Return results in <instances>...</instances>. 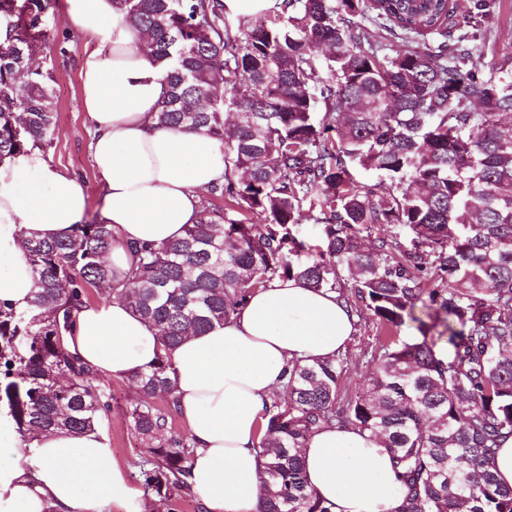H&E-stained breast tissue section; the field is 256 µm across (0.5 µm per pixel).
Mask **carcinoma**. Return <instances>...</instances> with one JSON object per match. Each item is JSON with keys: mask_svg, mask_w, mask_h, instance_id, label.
<instances>
[{"mask_svg": "<svg viewBox=\"0 0 512 512\" xmlns=\"http://www.w3.org/2000/svg\"><path fill=\"white\" fill-rule=\"evenodd\" d=\"M164 65L158 125L224 145V183L197 223L134 246L120 281L112 226L30 238L27 310L0 305V402L28 440L98 426L112 394L65 336L90 290L161 328L165 350L224 324L259 287L297 279L337 294L386 333L369 389L339 396L343 359L294 363L265 409L261 512H332L309 489L298 449L338 424L385 437L403 483L388 512H512L489 469L512 436V55L484 69L480 37L497 0H278L273 20L234 22L222 0H113ZM53 0H0V156L47 142L50 76L31 59L54 45ZM389 184L385 195L356 169ZM313 221L318 252L303 239ZM389 234L363 246L361 230ZM356 270L348 287L342 272ZM421 307L423 316L415 314ZM419 336L400 335L406 321ZM448 359L437 358V343ZM172 364L131 377L146 496L167 512L189 497L193 448L172 430ZM162 399L166 406L156 405Z\"/></svg>", "mask_w": 512, "mask_h": 512, "instance_id": "obj_1", "label": "carcinoma"}]
</instances>
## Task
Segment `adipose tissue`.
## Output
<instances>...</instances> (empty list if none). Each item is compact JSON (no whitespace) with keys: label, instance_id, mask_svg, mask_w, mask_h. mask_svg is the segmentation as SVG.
Masks as SVG:
<instances>
[{"label":"adipose tissue","instance_id":"adipose-tissue-1","mask_svg":"<svg viewBox=\"0 0 512 512\" xmlns=\"http://www.w3.org/2000/svg\"><path fill=\"white\" fill-rule=\"evenodd\" d=\"M64 14L85 41L82 107L104 182L103 220L113 231L108 262L121 280L136 263L133 245L179 239L198 220L200 190L224 180V148L201 132L156 127L163 72L113 0H65ZM87 205L85 183L50 164L40 147L0 158V304L28 308L26 239L66 236ZM353 333L354 318L335 294L277 279L224 324L188 334L169 352L159 329L116 298L81 309L67 347L100 376L119 379L168 354L194 446L192 496L206 512H260L259 444L271 395L282 390L289 364L333 359ZM300 456L309 487L333 512H388L399 493L383 440L370 432L322 428ZM109 503L144 512L103 429L27 442L0 414V512H100Z\"/></svg>","mask_w":512,"mask_h":512}]
</instances>
